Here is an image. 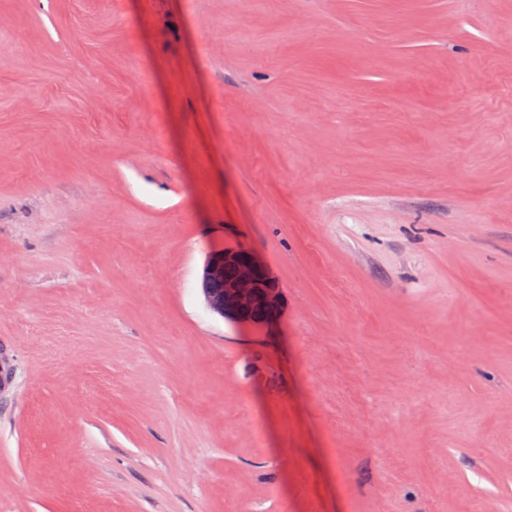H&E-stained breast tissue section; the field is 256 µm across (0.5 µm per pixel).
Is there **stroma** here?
Here are the masks:
<instances>
[{
    "label": "stroma",
    "instance_id": "obj_1",
    "mask_svg": "<svg viewBox=\"0 0 512 512\" xmlns=\"http://www.w3.org/2000/svg\"><path fill=\"white\" fill-rule=\"evenodd\" d=\"M0 354V512H512V0H0ZM228 266L234 268L231 278L224 277ZM200 286L206 307L212 313L240 324L266 323L268 320L255 321V313L265 309L278 311L282 304L279 283L259 255L245 246L212 250L205 260Z\"/></svg>",
    "mask_w": 512,
    "mask_h": 512
}]
</instances>
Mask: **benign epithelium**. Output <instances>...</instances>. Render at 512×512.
Here are the masks:
<instances>
[{
    "mask_svg": "<svg viewBox=\"0 0 512 512\" xmlns=\"http://www.w3.org/2000/svg\"><path fill=\"white\" fill-rule=\"evenodd\" d=\"M234 268V275L224 276V269ZM201 292L206 307L222 318L255 325L256 312L279 310L282 292L267 265L251 248L225 247L211 251L205 260Z\"/></svg>",
    "mask_w": 512,
    "mask_h": 512,
    "instance_id": "benign-epithelium-1",
    "label": "benign epithelium"
}]
</instances>
